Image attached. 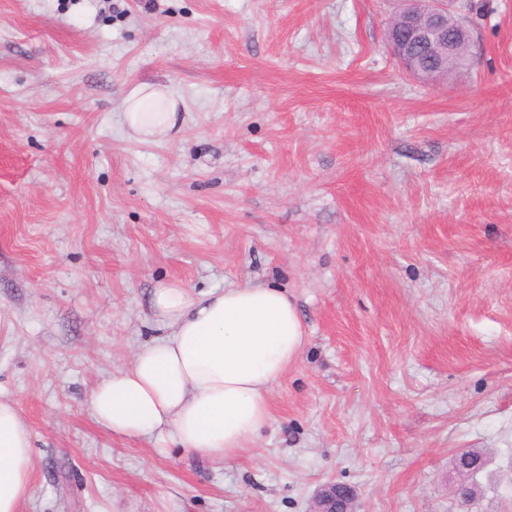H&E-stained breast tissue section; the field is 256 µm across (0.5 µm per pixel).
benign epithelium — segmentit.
Returning <instances> with one entry per match:
<instances>
[{
  "label": "benign epithelium",
  "instance_id": "benign-epithelium-1",
  "mask_svg": "<svg viewBox=\"0 0 512 512\" xmlns=\"http://www.w3.org/2000/svg\"><path fill=\"white\" fill-rule=\"evenodd\" d=\"M478 27L465 14L464 0H406L387 28V45L401 67L414 77L445 80L470 65ZM356 494L348 486L326 483L313 497L312 512H355Z\"/></svg>",
  "mask_w": 512,
  "mask_h": 512
}]
</instances>
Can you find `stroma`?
<instances>
[{
    "instance_id": "stroma-1",
    "label": "stroma",
    "mask_w": 512,
    "mask_h": 512,
    "mask_svg": "<svg viewBox=\"0 0 512 512\" xmlns=\"http://www.w3.org/2000/svg\"><path fill=\"white\" fill-rule=\"evenodd\" d=\"M405 75L398 0H0V400L20 512H512V0ZM182 123L136 139L124 100ZM286 289L306 341L239 458L118 439L88 396L164 334L157 284ZM483 451L480 492L451 491ZM162 100L167 103L165 112H143L149 103ZM124 119L128 128L142 139L170 136L180 127L178 102L163 87L141 84L125 100ZM31 448L16 406L0 400V512H19L28 495ZM344 486V487H340ZM356 494L347 485L329 482L319 486L313 497L312 512H355Z\"/></svg>"
}]
</instances>
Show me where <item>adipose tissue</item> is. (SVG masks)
Returning <instances> with one entry per match:
<instances>
[{
	"instance_id": "adipose-tissue-1",
	"label": "adipose tissue",
	"mask_w": 512,
	"mask_h": 512,
	"mask_svg": "<svg viewBox=\"0 0 512 512\" xmlns=\"http://www.w3.org/2000/svg\"><path fill=\"white\" fill-rule=\"evenodd\" d=\"M162 100L165 111H148ZM124 119L145 140L180 127L177 101L153 84L127 96ZM151 302L168 332L93 388L95 421L115 436H151L161 448L173 441L202 459L237 458L271 422V392L301 354L296 305L284 291L250 282L202 297L162 283ZM30 460L28 429L16 406L0 400V512H20Z\"/></svg>"
}]
</instances>
